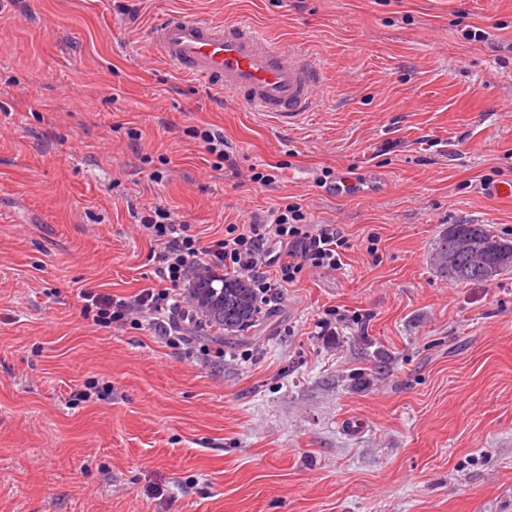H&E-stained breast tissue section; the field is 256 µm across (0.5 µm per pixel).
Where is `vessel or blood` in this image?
<instances>
[{
	"label": "vessel or blood",
	"instance_id": "obj_1",
	"mask_svg": "<svg viewBox=\"0 0 512 512\" xmlns=\"http://www.w3.org/2000/svg\"><path fill=\"white\" fill-rule=\"evenodd\" d=\"M149 38L178 72L221 86L281 127L300 122L315 107L318 69L248 21L218 25L172 12L150 29Z\"/></svg>",
	"mask_w": 512,
	"mask_h": 512
}]
</instances>
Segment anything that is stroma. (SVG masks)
Masks as SVG:
<instances>
[{"mask_svg": "<svg viewBox=\"0 0 512 512\" xmlns=\"http://www.w3.org/2000/svg\"><path fill=\"white\" fill-rule=\"evenodd\" d=\"M169 12L316 61L315 109L283 129L178 74ZM344 169L383 190L332 197ZM501 182L512 0H0V512H512V272L431 264L451 224L512 238ZM288 200L351 246L247 333L84 316L158 286L153 208L207 242ZM188 134L196 139L200 140L204 145L205 149L211 154L216 155L218 161L214 162L215 167L219 168V165L228 162L229 165L233 164L229 153L224 151V135L219 131H214L210 128H204L203 130L193 128L188 131Z\"/></svg>", "mask_w": 512, "mask_h": 512, "instance_id": "1", "label": "stroma"}]
</instances>
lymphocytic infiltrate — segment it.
I'll use <instances>...</instances> for the list:
<instances>
[{
  "mask_svg": "<svg viewBox=\"0 0 512 512\" xmlns=\"http://www.w3.org/2000/svg\"><path fill=\"white\" fill-rule=\"evenodd\" d=\"M159 248L154 270L159 287L140 290L130 297L86 295L83 313L100 327L117 322L147 321L165 338L173 333L164 316L179 310L174 296L192 268L204 266L246 277L262 303L278 302L280 290L309 269L338 270L350 242L334 224L309 223L303 206L284 203L272 210L268 221L229 224L224 236L203 242L189 225L175 223L171 212L155 208L141 219Z\"/></svg>",
  "mask_w": 512,
  "mask_h": 512,
  "instance_id": "lymphocytic-infiltrate-1",
  "label": "lymphocytic infiltrate"
}]
</instances>
